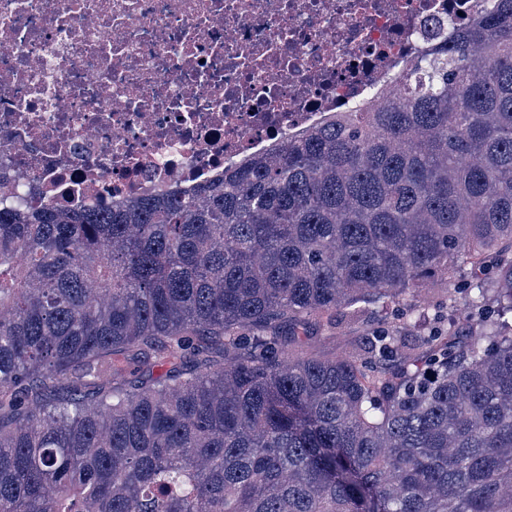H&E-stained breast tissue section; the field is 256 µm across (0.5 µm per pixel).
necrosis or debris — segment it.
<instances>
[{"label": "necrosis or debris", "mask_w": 512, "mask_h": 512, "mask_svg": "<svg viewBox=\"0 0 512 512\" xmlns=\"http://www.w3.org/2000/svg\"><path fill=\"white\" fill-rule=\"evenodd\" d=\"M488 0H0V207L192 190L393 93Z\"/></svg>", "instance_id": "1"}]
</instances>
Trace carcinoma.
<instances>
[{"label":"carcinoma","instance_id":"1","mask_svg":"<svg viewBox=\"0 0 512 512\" xmlns=\"http://www.w3.org/2000/svg\"><path fill=\"white\" fill-rule=\"evenodd\" d=\"M492 2L397 92L191 194L0 209V512H512V0ZM461 281L465 345L408 319L331 360L283 336L430 284L453 309Z\"/></svg>","mask_w":512,"mask_h":512}]
</instances>
